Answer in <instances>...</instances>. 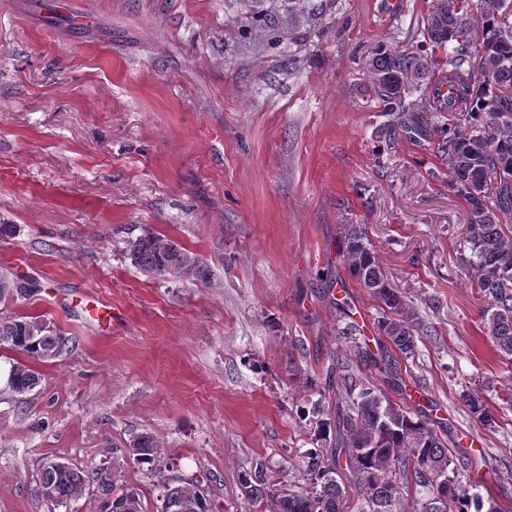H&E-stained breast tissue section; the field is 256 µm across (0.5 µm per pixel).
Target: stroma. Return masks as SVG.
Returning <instances> with one entry per match:
<instances>
[{"mask_svg":"<svg viewBox=\"0 0 512 512\" xmlns=\"http://www.w3.org/2000/svg\"><path fill=\"white\" fill-rule=\"evenodd\" d=\"M431 0H0V270L29 286L0 317L40 316L65 339L30 358L0 346V512H61L35 492L45 459L119 464L118 491L157 512L162 479L243 512L242 475L303 487L301 454L331 447L348 375L460 442L483 499L512 506V362L480 331L484 300L458 262L469 207L448 188L443 118L376 138L391 117L362 59L423 39ZM365 225L424 327L412 357L364 362L338 330L395 355L377 302L337 251ZM205 275L135 266L144 231ZM119 311L89 323L78 296ZM38 373L13 391L16 365ZM477 391L498 425L480 428ZM149 433L160 470L124 450ZM462 401L464 406L467 407L469 413L483 429H495L497 426L496 416L484 403L478 393H464L462 395Z\"/></svg>","mask_w":512,"mask_h":512,"instance_id":"obj_1","label":"stroma"}]
</instances>
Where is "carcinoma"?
Wrapping results in <instances>:
<instances>
[{
    "mask_svg": "<svg viewBox=\"0 0 512 512\" xmlns=\"http://www.w3.org/2000/svg\"><path fill=\"white\" fill-rule=\"evenodd\" d=\"M507 0H480L483 41L474 63L463 43L465 22L459 0H432L424 20L425 43L412 51L379 45L364 61L371 93L389 113L405 109L406 96L420 92L423 111L448 112L450 123L441 152L448 169V186L464 199L471 218L467 225L469 255L460 257L472 272V286L482 295L481 332L502 356L512 357V8ZM455 41L443 83L450 92L431 86L432 61L427 47L440 49ZM403 132H423L418 123L398 120L378 128L375 136L390 139ZM339 251L350 276L380 304L377 331L387 336L400 355H414L421 322L415 308L394 287L380 266L362 225L347 224ZM129 256L141 269L158 277L178 269L184 276L201 277L199 260L176 242L147 232L131 243ZM26 287L0 273V298L23 294ZM6 344L38 359L56 356L62 338L41 317H0V345ZM10 384L18 393L33 390L39 376L24 365L10 371ZM336 417L321 423L336 434L331 448H309L302 455L310 488L292 490L277 484L258 467L242 480L253 508L247 512H500L484 507L482 498L470 493L472 485L461 480L457 450L432 427L430 419L412 414L383 399L376 388L360 391L348 387L338 396ZM464 406L485 430L497 426L495 414L476 393L462 395ZM127 454L137 464L157 465L161 445L150 434L129 442ZM118 468L92 472L55 459L44 461L39 475V495L58 504L79 497L90 483L105 496L100 512H141L132 491L115 493ZM427 499H412L404 506V494L416 487ZM161 507L157 512H211L209 501L195 485L161 483Z\"/></svg>",
    "mask_w": 512,
    "mask_h": 512,
    "instance_id": "carcinoma-1",
    "label": "carcinoma"
}]
</instances>
